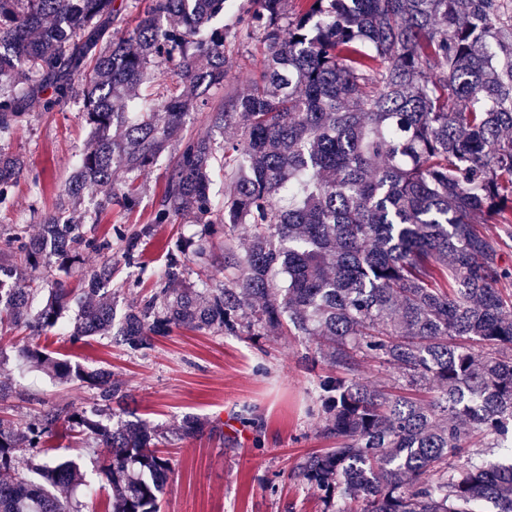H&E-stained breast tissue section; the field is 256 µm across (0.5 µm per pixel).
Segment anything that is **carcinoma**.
<instances>
[{"mask_svg":"<svg viewBox=\"0 0 512 512\" xmlns=\"http://www.w3.org/2000/svg\"><path fill=\"white\" fill-rule=\"evenodd\" d=\"M226 9L263 32L266 51L250 88L215 107L228 33L212 21ZM166 63L182 89L140 96ZM48 88V110L82 101L91 136L38 236L19 228L0 250V313L37 338L74 301L71 342L109 336L130 355L174 328L305 336V359L335 370L315 384L333 446L306 453L294 477L326 512H512V462L475 461L512 433V292L500 288L512 279V0H294L291 11L288 0H0V141ZM204 110L240 130L224 141L235 169L224 215L213 219L214 144L190 137L151 223L188 216L203 232L169 246L159 288L118 320L112 240L88 236L76 208L89 198L132 210L134 183L113 188L114 171L147 175L188 113ZM23 168L0 151V204ZM149 233L115 229L127 264ZM219 234L224 281L186 283V261L208 260ZM89 250L104 259L85 263ZM52 267L81 277L78 296L39 274ZM18 354L94 387L96 403L0 417V512H94L65 495L82 473L46 446L61 423L106 449L111 512H159L172 460L147 424L101 421L129 404L126 383L35 341ZM367 358L399 390L372 382ZM203 430L187 416L177 434Z\"/></svg>","mask_w":512,"mask_h":512,"instance_id":"1","label":"carcinoma"}]
</instances>
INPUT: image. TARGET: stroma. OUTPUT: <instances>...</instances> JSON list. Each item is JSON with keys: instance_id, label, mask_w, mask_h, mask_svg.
Instances as JSON below:
<instances>
[{"instance_id": "1", "label": "stroma", "mask_w": 512, "mask_h": 512, "mask_svg": "<svg viewBox=\"0 0 512 512\" xmlns=\"http://www.w3.org/2000/svg\"><path fill=\"white\" fill-rule=\"evenodd\" d=\"M223 25L233 36L225 47L227 75L223 89L214 94L218 100L243 92L258 78L265 52L261 33L237 34L234 14L225 13ZM25 112L16 133L0 145L25 163L9 203L0 205V239L17 226L38 232L40 217L52 211L60 185L89 138L80 101H64L48 112L36 99ZM180 148V141L173 142L154 163L134 209L100 213L93 200L82 205L84 224H96L98 236H113L118 227L129 232L152 229L142 244L139 266L126 265L120 252L112 254L116 312L151 294L166 261L167 243L200 233V225L188 219L150 223ZM26 341L25 330L0 325V351L11 358L8 368L0 367V379L11 377L15 387L0 403V413L26 419L56 404L92 407L90 387L59 383L20 368L14 357ZM48 341L59 357L88 371L109 369L131 389L128 412H115V420L139 419L157 429L160 450L174 462L161 512H323L319 495L293 477L306 452L328 445L320 435L323 415L313 380L329 369L304 362L302 338L272 334L256 339L177 329L142 356L129 355L99 336L70 343L61 329L49 332ZM187 415L206 420L208 426L200 437L182 441L173 430ZM86 441V436L71 432L60 440L56 457L76 463L84 475L73 496L91 502L95 512H108L112 491L96 473L102 451L87 447Z\"/></svg>"}]
</instances>
